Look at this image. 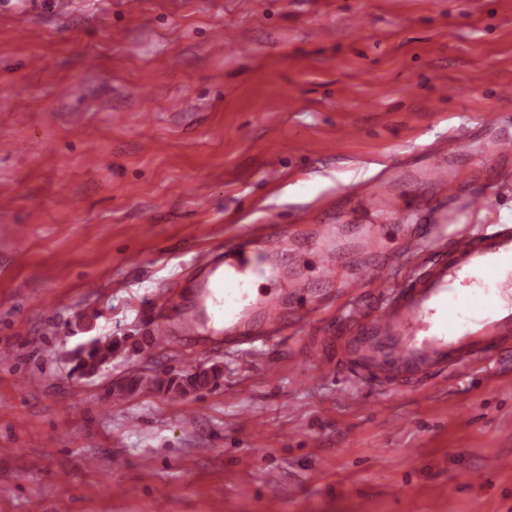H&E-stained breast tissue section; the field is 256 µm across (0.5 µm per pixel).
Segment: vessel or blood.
<instances>
[{"label": "vessel or blood", "mask_w": 512, "mask_h": 512, "mask_svg": "<svg viewBox=\"0 0 512 512\" xmlns=\"http://www.w3.org/2000/svg\"><path fill=\"white\" fill-rule=\"evenodd\" d=\"M459 146L452 135L430 149L440 160L432 169L433 178L441 196L451 200L458 192L448 182L441 160ZM437 231L431 224L425 234L404 242L410 254L426 249L427 241L435 243L430 257L411 273L399 276L380 267L344 282L346 303L340 320L346 337L335 360L316 364L315 374L333 372L362 383L388 376L396 382L395 392L413 385L427 390L436 378L490 363L512 347V226L469 225L443 244L436 240ZM251 240L275 251L283 236L277 225H250L245 241L230 248L223 272L206 279L198 295L199 306L208 314L203 330L233 347L263 345L286 330L278 295L255 296L247 286L255 271L247 248ZM375 282L380 293L370 302L366 295ZM251 302L265 315L258 335L249 332L244 318ZM172 305L168 293L155 294L153 335H171Z\"/></svg>", "instance_id": "vessel-or-blood-1"}]
</instances>
